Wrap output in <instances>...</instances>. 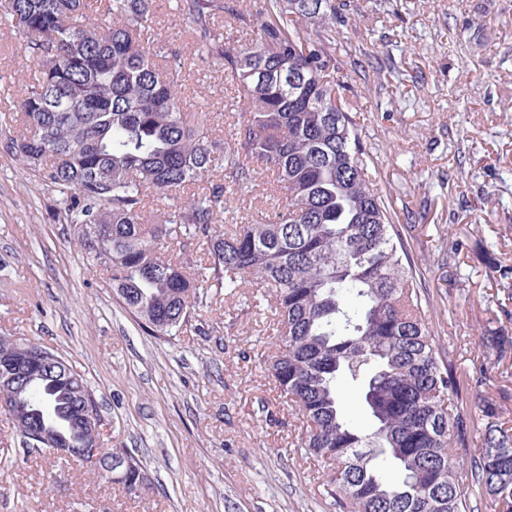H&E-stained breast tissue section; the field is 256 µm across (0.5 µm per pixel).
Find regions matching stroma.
I'll return each instance as SVG.
<instances>
[{
  "label": "stroma",
  "mask_w": 512,
  "mask_h": 512,
  "mask_svg": "<svg viewBox=\"0 0 512 512\" xmlns=\"http://www.w3.org/2000/svg\"><path fill=\"white\" fill-rule=\"evenodd\" d=\"M395 58L399 89L349 70L362 136L398 218L427 203L409 244L426 278V316L459 372L486 362L483 395L512 417V351L484 361V329L512 334V289L475 251L438 261L442 235L492 244L512 267V0H353L337 55ZM31 64L0 24V114ZM183 110L231 123L220 65L190 66ZM0 135V336L55 349L89 381L100 445L128 450L148 484L130 494L93 468L25 447L0 411V512H340L325 469L300 446L297 414L265 363L273 315L235 299L204 308L201 329L146 332L89 265L58 196ZM510 399H502V392Z\"/></svg>",
  "instance_id": "stroma-1"
}]
</instances>
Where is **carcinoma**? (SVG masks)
<instances>
[{
	"instance_id": "obj_1",
	"label": "carcinoma",
	"mask_w": 512,
	"mask_h": 512,
	"mask_svg": "<svg viewBox=\"0 0 512 512\" xmlns=\"http://www.w3.org/2000/svg\"><path fill=\"white\" fill-rule=\"evenodd\" d=\"M347 7L265 0L253 14L238 0H171L196 57L234 82L246 118L224 137L206 113L183 112L187 58L157 46L154 0H0L33 63L16 100L24 131L7 148L59 193L57 220L151 331L193 326L210 292L254 289L253 303L278 316L271 373L343 512H471L478 495L512 512V422L480 398L484 433L471 447L459 390H480L486 371L458 374L429 326L406 225L374 180L357 96L337 77ZM229 27L253 38L232 46ZM260 168L274 176L273 215L241 216L228 203L252 195ZM178 194L183 205L151 220L155 202ZM474 247L512 277L487 245ZM467 248L445 236L439 245L450 261ZM479 347L499 357L512 336L489 328ZM343 381L358 386L370 432L350 423ZM10 400L24 443L32 431L73 448L92 436L83 415L97 403L69 363L23 381Z\"/></svg>"
}]
</instances>
